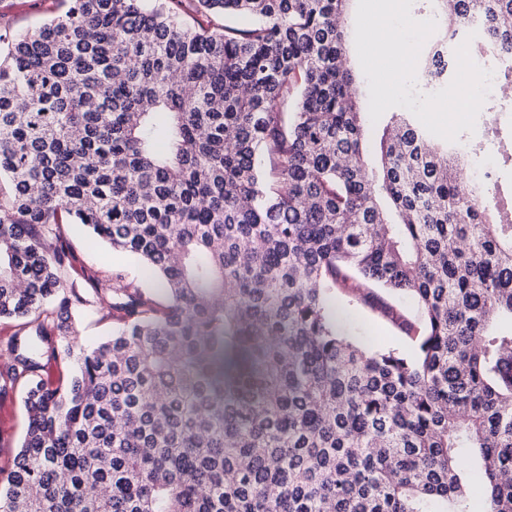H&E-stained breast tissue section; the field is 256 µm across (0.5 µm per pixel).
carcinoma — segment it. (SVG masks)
Listing matches in <instances>:
<instances>
[{
    "instance_id": "obj_1",
    "label": "carcinoma",
    "mask_w": 512,
    "mask_h": 512,
    "mask_svg": "<svg viewBox=\"0 0 512 512\" xmlns=\"http://www.w3.org/2000/svg\"><path fill=\"white\" fill-rule=\"evenodd\" d=\"M0 39V396L25 438L0 512H512V223L460 142L387 113L377 164L351 0H60ZM438 46L512 41V0H429ZM66 224L157 282L64 274ZM406 293L413 355L346 333L336 296ZM107 304L92 348L71 309ZM73 358L66 384L46 363ZM358 0H354L351 3V9L348 19V32H349V40H350V57L351 61L354 63L357 77H358V94L361 97L364 105L369 107V90H368V82L362 71V68L359 63L356 46H355V19H356V11H357Z\"/></svg>"
}]
</instances>
